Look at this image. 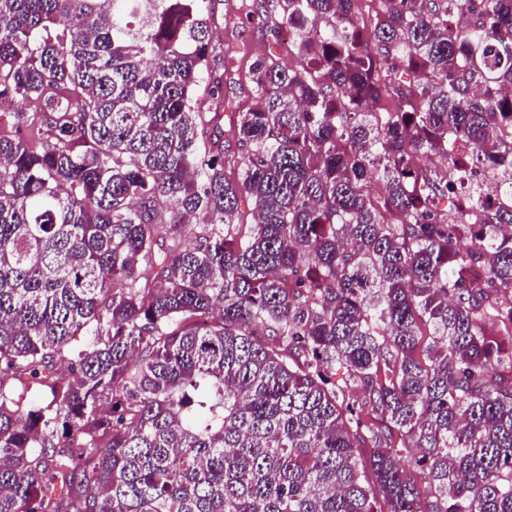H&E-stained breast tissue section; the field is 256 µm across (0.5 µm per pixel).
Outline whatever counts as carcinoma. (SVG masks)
I'll use <instances>...</instances> for the list:
<instances>
[{
    "instance_id": "cac0c4a2",
    "label": "carcinoma",
    "mask_w": 512,
    "mask_h": 512,
    "mask_svg": "<svg viewBox=\"0 0 512 512\" xmlns=\"http://www.w3.org/2000/svg\"><path fill=\"white\" fill-rule=\"evenodd\" d=\"M212 2L0 0V512H512V0ZM246 3L250 4L251 1L217 0L214 6L213 25L215 41L221 43L231 55L230 61L233 67L231 77L236 83L234 85L237 90V100L242 107L251 106L254 102L250 95L252 85L247 75L248 60L262 52L267 43L259 19L251 23L240 19Z\"/></svg>"
}]
</instances>
